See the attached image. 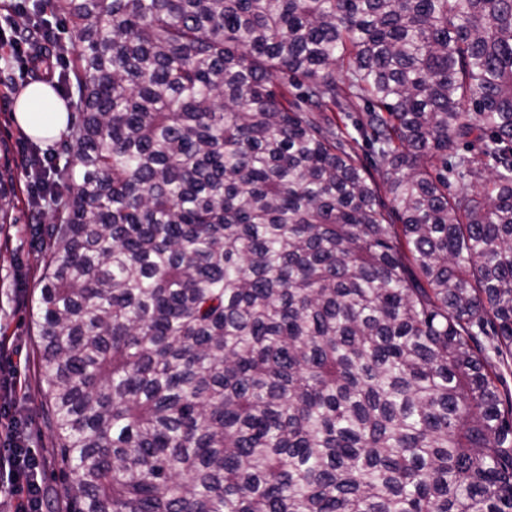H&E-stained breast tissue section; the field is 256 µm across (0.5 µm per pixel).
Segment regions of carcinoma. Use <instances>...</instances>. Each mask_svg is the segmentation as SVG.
<instances>
[{
  "label": "carcinoma",
  "instance_id": "carcinoma-1",
  "mask_svg": "<svg viewBox=\"0 0 512 512\" xmlns=\"http://www.w3.org/2000/svg\"><path fill=\"white\" fill-rule=\"evenodd\" d=\"M53 2L73 512H512V0Z\"/></svg>",
  "mask_w": 512,
  "mask_h": 512
}]
</instances>
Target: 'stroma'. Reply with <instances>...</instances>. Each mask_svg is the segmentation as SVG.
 I'll return each mask as SVG.
<instances>
[{"label":"stroma","mask_w":512,"mask_h":512,"mask_svg":"<svg viewBox=\"0 0 512 512\" xmlns=\"http://www.w3.org/2000/svg\"><path fill=\"white\" fill-rule=\"evenodd\" d=\"M51 14V7L34 6L33 0H0V169L12 172L20 196L10 224L0 229V406H17L27 423L43 462L42 489L50 512H71L64 490L75 477L62 462L60 441L46 423V385L32 321L43 264L28 203L35 181L32 157L64 154L67 141L62 136L50 142L34 139L14 117L16 101L31 82L24 62L27 46L14 36V23L22 16L36 23Z\"/></svg>","instance_id":"1"}]
</instances>
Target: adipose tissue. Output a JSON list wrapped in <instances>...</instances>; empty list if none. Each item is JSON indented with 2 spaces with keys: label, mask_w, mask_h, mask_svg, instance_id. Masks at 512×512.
Masks as SVG:
<instances>
[{
  "label": "adipose tissue",
  "mask_w": 512,
  "mask_h": 512,
  "mask_svg": "<svg viewBox=\"0 0 512 512\" xmlns=\"http://www.w3.org/2000/svg\"><path fill=\"white\" fill-rule=\"evenodd\" d=\"M16 119L34 139L54 140L68 125V109L55 90L46 84L30 85L19 97Z\"/></svg>",
  "instance_id": "ef3b65f1"
}]
</instances>
